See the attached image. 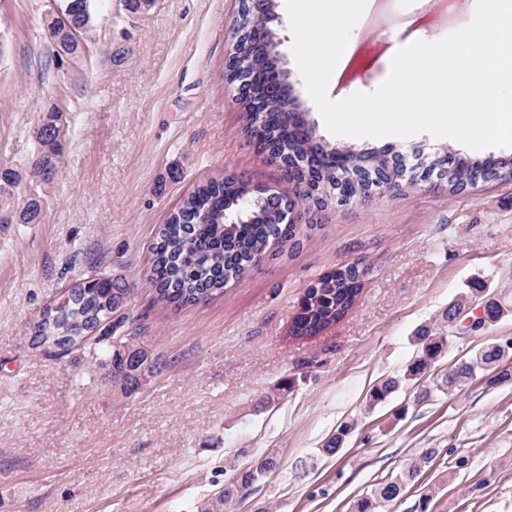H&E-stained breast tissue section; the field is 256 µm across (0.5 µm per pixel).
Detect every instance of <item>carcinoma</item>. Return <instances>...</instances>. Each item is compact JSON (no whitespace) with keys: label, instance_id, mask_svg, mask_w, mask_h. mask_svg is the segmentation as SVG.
Wrapping results in <instances>:
<instances>
[{"label":"carcinoma","instance_id":"carcinoma-1","mask_svg":"<svg viewBox=\"0 0 512 512\" xmlns=\"http://www.w3.org/2000/svg\"><path fill=\"white\" fill-rule=\"evenodd\" d=\"M245 35L238 48L237 65L255 74L259 101L268 109L260 130L256 131L272 150L284 153L287 163H309L311 179L323 185L335 186L346 181L341 201L347 202L368 195L374 179H385L392 185H413L411 175L425 181L432 177L448 183V191L461 192L469 185L487 177L488 169H512V155L462 158L450 151L433 155H413L408 166L393 163L394 155L384 149H340L314 141L309 124L300 112L288 111V100L265 93L266 81L276 80L282 71L275 68L270 52L277 40L275 31V3ZM71 22L79 30L80 38L66 47V52L82 54L81 39L86 37L95 23L91 0H65ZM43 146L36 158L23 167L0 165V229L12 224H38L42 207L40 196L21 198L17 184L22 175L34 170L41 175L43 188L54 179L63 157L67 133L63 132L59 113L50 106L42 112ZM344 155L351 169H336V156ZM247 199L250 208L246 223L231 224L225 219L234 202ZM289 242L291 249L300 246L299 229L295 224L279 223L276 209L268 205L249 188L245 180L211 181L198 186L183 199L171 213L167 223L158 229L152 247V258L147 279L163 302H201L224 292V286L242 278L259 265L265 253L275 243ZM364 269L347 264L321 276L305 293L299 314L294 320L291 334L310 337L336 324L355 303L362 285ZM129 292L127 284L104 272L95 278L76 280L56 301L47 305L29 323L31 346L39 349L54 345L65 349L81 348L87 344L99 352L97 358L112 367V380L127 383L138 378L148 361L144 350L134 351L129 338L114 336L110 328L119 321L117 312ZM479 297L485 300V312L492 320L508 315L509 305L502 304L485 294V289L465 292L448 305L446 319L467 301ZM419 353L405 370L388 376L375 384L369 393V406L373 407L398 392L403 386L433 376L435 364L448 347V337L436 334L428 327L416 336ZM512 352L490 344L479 348L441 376L436 391L446 394L468 384L480 373L497 366ZM350 427L336 430L319 452L328 457L343 447ZM437 455L433 448L416 459L404 463L389 480L375 485L370 493L360 498L355 512H381L390 502L398 499L405 488L419 476L422 465ZM278 468L277 458L270 454L257 456L249 466L236 474V483L225 484L213 491L200 505V512H224V503L237 496V486H253Z\"/></svg>","mask_w":512,"mask_h":512}]
</instances>
